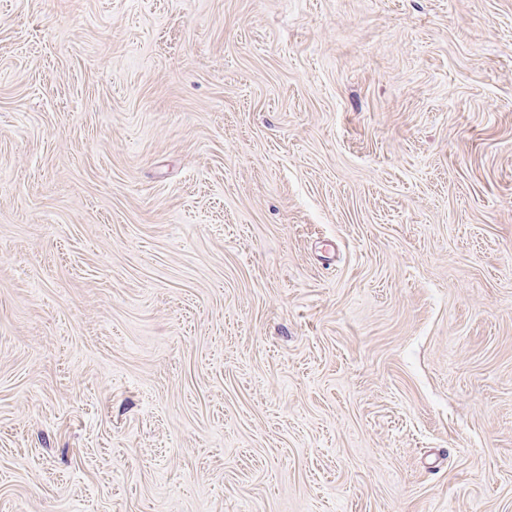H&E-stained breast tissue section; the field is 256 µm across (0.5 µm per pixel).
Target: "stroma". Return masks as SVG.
I'll use <instances>...</instances> for the list:
<instances>
[{"instance_id": "obj_1", "label": "stroma", "mask_w": 512, "mask_h": 512, "mask_svg": "<svg viewBox=\"0 0 512 512\" xmlns=\"http://www.w3.org/2000/svg\"><path fill=\"white\" fill-rule=\"evenodd\" d=\"M0 512H512V0H0Z\"/></svg>"}]
</instances>
